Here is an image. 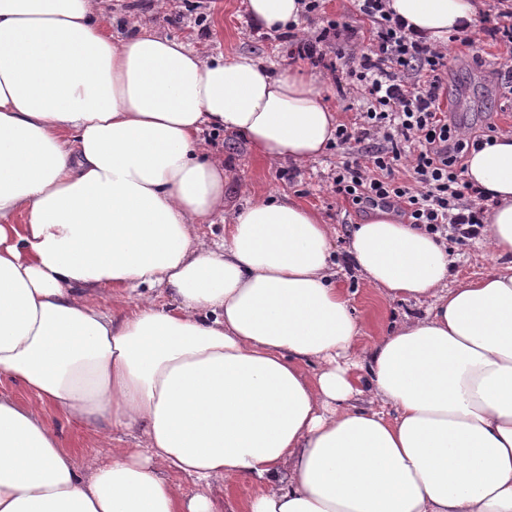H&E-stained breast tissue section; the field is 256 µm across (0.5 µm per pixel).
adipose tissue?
Segmentation results:
<instances>
[{
	"label": "adipose tissue",
	"mask_w": 512,
	"mask_h": 512,
	"mask_svg": "<svg viewBox=\"0 0 512 512\" xmlns=\"http://www.w3.org/2000/svg\"><path fill=\"white\" fill-rule=\"evenodd\" d=\"M246 6L267 29L303 12ZM388 6L440 46L487 9ZM325 92L299 64L113 36L99 0H0V375L32 397L0 394V512H218L171 473L251 482L240 512H512V133L463 172L493 204L491 272L449 286L437 236L381 209L355 226L369 284L424 308L367 347L322 215L232 204L199 140L305 166L336 141ZM50 408L138 445L77 470Z\"/></svg>",
	"instance_id": "adipose-tissue-1"
}]
</instances>
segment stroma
<instances>
[{
	"instance_id": "35a3bbf8",
	"label": "stroma",
	"mask_w": 512,
	"mask_h": 512,
	"mask_svg": "<svg viewBox=\"0 0 512 512\" xmlns=\"http://www.w3.org/2000/svg\"><path fill=\"white\" fill-rule=\"evenodd\" d=\"M245 0H103L102 7L112 21L114 36L125 35L130 23L152 28L168 37L190 42L206 54L232 57L249 52L262 59L281 63L288 59V46L276 38H261L249 17ZM483 57L478 65L453 68L448 74V99L453 108L450 122L471 133L494 128L496 134L512 132V99L506 98L493 75L497 62L506 50L488 44L478 45ZM211 154L222 158L227 171V188L235 204L274 191H283L299 203L320 212L336 231L334 261L336 280L350 295L362 328L361 341L370 345L392 324L416 313L415 303L383 299L361 274L346 260V246L353 225L364 223L366 213L336 196L331 176L346 152L329 148L319 160L298 168L288 164L269 166L251 150L222 132L203 130L200 134ZM454 264V279H470L487 273L492 260L482 248L481 240L459 246L448 243ZM47 418L60 435L65 448L73 454L76 465H83L87 454L107 456L94 432L65 422L55 413Z\"/></svg>"
}]
</instances>
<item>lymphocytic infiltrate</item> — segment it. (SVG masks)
<instances>
[{
    "instance_id": "1",
    "label": "lymphocytic infiltrate",
    "mask_w": 512,
    "mask_h": 512,
    "mask_svg": "<svg viewBox=\"0 0 512 512\" xmlns=\"http://www.w3.org/2000/svg\"><path fill=\"white\" fill-rule=\"evenodd\" d=\"M484 14L476 35H452L446 47L426 44L423 36L385 8V0H358L367 18L369 44L360 54L348 51L359 31L343 18L328 20L312 38L285 31L291 56L323 64L334 54L346 66L350 89L365 99L360 121L336 128V143L358 144L352 160L337 167L333 188L360 209H395L415 228L461 246L480 238L486 224L483 195L462 178V159L482 146L484 137H461L448 123L441 102L445 78L456 60L453 44H501L512 52V0H497ZM413 172L399 180V168Z\"/></svg>"
}]
</instances>
